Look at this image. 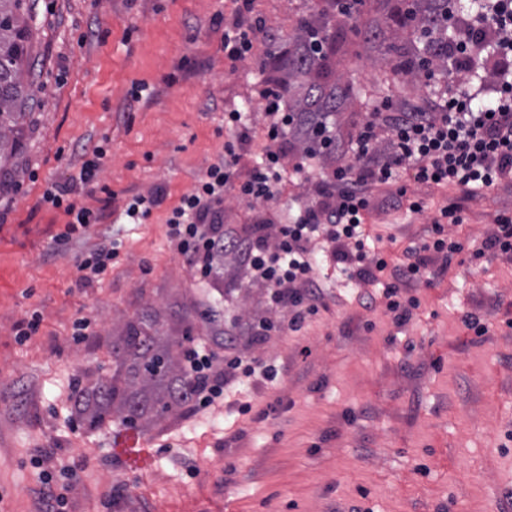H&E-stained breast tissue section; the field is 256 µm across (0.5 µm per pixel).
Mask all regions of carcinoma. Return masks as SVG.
<instances>
[{"instance_id":"carcinoma-1","label":"carcinoma","mask_w":512,"mask_h":512,"mask_svg":"<svg viewBox=\"0 0 512 512\" xmlns=\"http://www.w3.org/2000/svg\"><path fill=\"white\" fill-rule=\"evenodd\" d=\"M328 2L329 8L301 16L288 43L261 64L262 72L276 74V89L289 93L290 112H342L350 99L332 80L329 57L345 41L336 15L354 17L362 0ZM447 10L448 0H392L384 24L404 33L385 46L395 77L415 79L428 66L436 45L446 38L438 18ZM29 19L23 0H0V158L15 147L18 104L28 74L23 63ZM155 324L154 319L130 320L122 335L112 337V374L88 388L91 401L80 411L89 427L109 422L145 433L178 413L204 384L182 365L183 348L193 341L191 327L179 336H158Z\"/></svg>"}]
</instances>
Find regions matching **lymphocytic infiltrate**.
<instances>
[{
	"label": "lymphocytic infiltrate",
	"instance_id": "1",
	"mask_svg": "<svg viewBox=\"0 0 512 512\" xmlns=\"http://www.w3.org/2000/svg\"><path fill=\"white\" fill-rule=\"evenodd\" d=\"M253 0H239V18L224 31V53L241 61L254 53L265 24L252 18ZM444 27L448 40V79L443 91L427 108L389 101L381 112L364 122L348 143H341L328 115L307 117L288 111L272 88L260 93L261 105L270 117L268 144L261 160L246 177L236 175L235 163L246 140L242 114L224 115L227 138L224 151L183 194L166 219V237L188 264L193 278L210 282L216 275L217 259L225 250L237 253L240 264L269 291L273 305H290L288 328L300 330L308 316L316 314L323 294L315 278V249L346 264L350 275L362 283L378 285L381 295L366 292L364 307L384 298L385 310L394 323L409 319L419 300L413 288L446 275L462 244L447 233V225L463 221L460 204L439 209L429 234L419 244L405 248L401 260L384 255L368 256L364 224L377 208L423 210L421 199L410 196L400 185L401 171L412 170L416 182L459 189L464 197L475 191L512 185V0H481L474 12H462L449 4ZM490 90L488 105L479 107L470 83ZM302 134L297 152L301 161L340 156L327 175L311 187L312 201L291 223L269 225L261 221L253 232L224 227L220 207L226 192L262 205L276 199L284 178V147L291 132ZM106 143L84 151L85 161L77 176L52 185L44 197L68 217L65 230L56 238L67 245L83 238L90 225L100 223L103 209L74 201L82 191H93ZM392 186V193L375 198L374 191ZM186 367L202 376L206 384L192 396L193 403L206 406L224 394L226 386L241 378L261 377L274 381L275 364L244 359L227 341L193 346Z\"/></svg>",
	"mask_w": 512,
	"mask_h": 512
}]
</instances>
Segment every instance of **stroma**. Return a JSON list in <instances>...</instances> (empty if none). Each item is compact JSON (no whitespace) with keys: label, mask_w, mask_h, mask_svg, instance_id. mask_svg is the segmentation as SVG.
<instances>
[{"label":"stroma","mask_w":512,"mask_h":512,"mask_svg":"<svg viewBox=\"0 0 512 512\" xmlns=\"http://www.w3.org/2000/svg\"><path fill=\"white\" fill-rule=\"evenodd\" d=\"M31 82L16 132L0 163V512H47L37 455L74 468L80 480L66 512H512V260L471 253L512 210V189L462 200L403 172L419 213L378 210L367 231L385 256L428 234L440 207L461 202L454 229L463 245L447 275L415 289L420 305L404 324L383 307L364 308V284L330 271L323 305L297 332L240 340V355L274 362L275 382L242 385L230 403L187 405L145 434L89 427L73 408L72 375L112 371V339L128 320L156 316L160 335L193 320L196 343L237 319L284 322L285 308L225 260L198 284L167 242L165 222L198 175L223 151L224 113L243 112L246 175L266 146L257 109L267 83L259 58L292 35L299 13L323 0H254L276 33L254 58L224 55V27L236 0H27ZM383 42L349 37L333 68L352 102L337 113L348 138L389 97L425 105L422 81L393 76ZM145 84L140 101L133 84ZM108 139L100 188L78 203L104 208L79 242L58 245L67 221L44 204L52 183L77 175L84 149ZM164 187L165 203L143 224L125 221L131 197ZM119 243L103 280L78 287L76 258L101 236ZM209 310L212 318L198 320ZM39 314V332L18 342V322ZM92 321L78 340L72 324ZM485 324L475 335L464 320ZM279 402L268 419L256 410Z\"/></svg>","instance_id":"obj_1"}]
</instances>
